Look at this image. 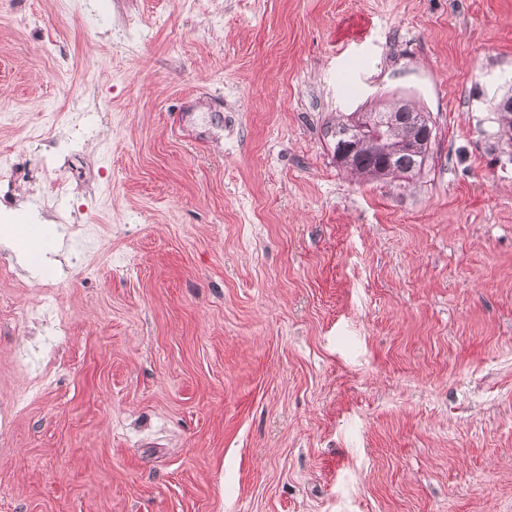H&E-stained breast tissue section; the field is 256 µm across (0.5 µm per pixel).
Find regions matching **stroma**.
I'll return each instance as SVG.
<instances>
[{"instance_id":"1","label":"stroma","mask_w":512,"mask_h":512,"mask_svg":"<svg viewBox=\"0 0 512 512\" xmlns=\"http://www.w3.org/2000/svg\"><path fill=\"white\" fill-rule=\"evenodd\" d=\"M508 93L512 0H0V512H512ZM400 97L422 172L338 168ZM6 226L2 233L0 230V243L12 248L36 272L41 271L44 257L40 243L45 235V228L41 224H3Z\"/></svg>"}]
</instances>
